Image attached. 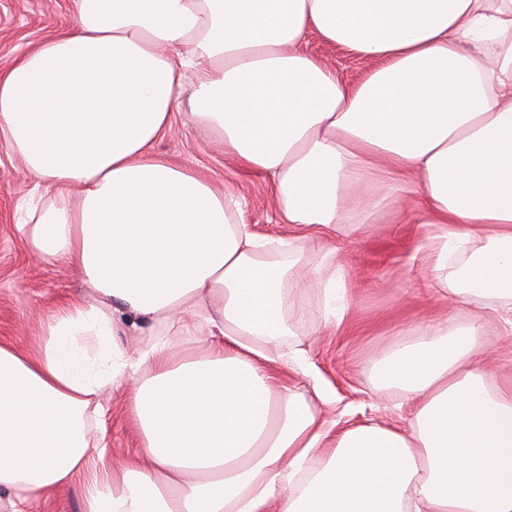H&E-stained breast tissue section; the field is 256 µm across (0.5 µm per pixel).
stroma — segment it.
Listing matches in <instances>:
<instances>
[{"label":"stroma","instance_id":"obj_1","mask_svg":"<svg viewBox=\"0 0 512 512\" xmlns=\"http://www.w3.org/2000/svg\"><path fill=\"white\" fill-rule=\"evenodd\" d=\"M74 24V0H0V73L30 46ZM307 48L350 85L363 81L371 69L368 61L314 35ZM154 152L196 172L218 191L238 194L243 218L256 233L288 237V225L275 221L277 200L268 179L239 169L184 113L176 114ZM36 185L22 159L0 144V342L27 352L36 350L54 307L91 293L78 268L44 263L21 240L18 204ZM358 202L366 207L363 223L345 225L325 242L299 238L291 254L296 269L326 264L335 270L337 287L346 291L342 321H326L329 303L318 287L292 289L287 301L292 333L280 337L271 350L276 355L302 351L334 395V403L320 411L337 429L368 423L405 428L414 404L398 389L378 387L375 365L412 327L459 326L470 320L472 308L441 299L424 286L430 273L419 247L436 233V225L416 223L414 213L404 211L391 187L377 178L361 187ZM137 384V379L127 378L103 395L110 409L108 464L113 468L140 446L130 416V395Z\"/></svg>","mask_w":512,"mask_h":512}]
</instances>
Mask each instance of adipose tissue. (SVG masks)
<instances>
[{
    "label": "adipose tissue",
    "mask_w": 512,
    "mask_h": 512,
    "mask_svg": "<svg viewBox=\"0 0 512 512\" xmlns=\"http://www.w3.org/2000/svg\"><path fill=\"white\" fill-rule=\"evenodd\" d=\"M312 34L373 69L345 84ZM184 99L268 177L280 223L330 237L386 171L444 227L425 245L436 287L512 313V0H76L73 30L0 75V142L55 192L17 230L95 292L48 316L35 353L0 343V512L70 491L82 512H512V386L464 364L482 315L375 366L418 400L405 430L333 433L280 381L291 265L234 194L154 156ZM126 329L149 333L137 354ZM146 367L140 447L115 470L100 397Z\"/></svg>",
    "instance_id": "obj_1"
}]
</instances>
